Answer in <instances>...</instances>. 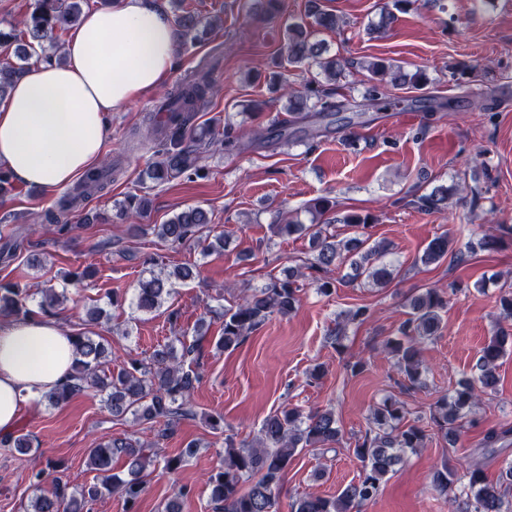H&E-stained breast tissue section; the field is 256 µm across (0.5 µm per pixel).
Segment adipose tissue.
Listing matches in <instances>:
<instances>
[{"label": "adipose tissue", "mask_w": 512, "mask_h": 512, "mask_svg": "<svg viewBox=\"0 0 512 512\" xmlns=\"http://www.w3.org/2000/svg\"><path fill=\"white\" fill-rule=\"evenodd\" d=\"M178 41L153 0L88 12L64 63H33L0 103V166L30 186H69L99 162L111 112L166 82ZM73 355V332L57 319L0 317V432L69 380Z\"/></svg>", "instance_id": "obj_1"}]
</instances>
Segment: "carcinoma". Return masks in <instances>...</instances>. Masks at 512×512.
Instances as JSON below:
<instances>
[{
  "mask_svg": "<svg viewBox=\"0 0 512 512\" xmlns=\"http://www.w3.org/2000/svg\"><path fill=\"white\" fill-rule=\"evenodd\" d=\"M83 0H35L32 10L9 30L0 29V44L14 47L19 63L0 64V99L9 94L16 79L25 71V64L32 52L58 50V37L80 25L83 16ZM311 16L317 26L334 29L338 25L336 15L319 5H313ZM175 23L184 36H193L202 19L191 13L175 15ZM311 33L302 23L288 26L286 51L293 64L314 62L325 79L336 81L341 72L340 63L330 58L321 60L323 52L319 42L310 41ZM379 81L366 88L364 98L380 103L384 93L381 82L390 78L391 83L421 89L428 85L420 72L410 74L402 66L372 61L366 65ZM212 90L211 74L198 70L177 87L160 106L166 120L160 129L164 144L156 157L144 170V180L161 184L176 176L188 177L200 172V154L213 143L208 128L194 129L190 124ZM287 96V111L295 119L308 116L306 110L332 113L337 105L333 101V89L321 84L311 86L306 92H297L283 85ZM115 170L107 164L87 171L63 196L55 211L46 214L49 223L58 227L62 234L75 230L67 215L81 208L93 197L103 193L112 182ZM448 200V187H434L418 197L417 203L428 212H437ZM332 209L326 197L310 200L305 210L311 215L310 224L286 219L283 224L273 225L278 234L308 233L314 261L309 269L315 272L309 283L301 282L304 274L291 269L281 278L273 277L242 302L224 309V325L216 346L225 351L234 350L270 316H286L301 302L303 288L309 286L317 293L329 296L336 290V281L325 276L332 267L345 262L349 255L362 250L366 240L353 237L344 243L335 241L328 232ZM210 223L207 211L189 208L171 218L165 224L152 225V232L163 243L183 245L191 240L202 251L214 249V244L200 236L201 230ZM454 256L462 261L464 252L455 246L454 238L442 233L431 239L421 257L425 265L439 263ZM383 251L377 247L363 250L360 258L351 261L353 273L348 282L360 281L385 285L391 278L388 266L381 262ZM194 277L187 266H177L167 275L154 272L138 286L135 306L140 311H152L160 307L170 295L172 280L186 281ZM29 294L14 285L0 284V312L16 317L33 314L28 306ZM67 300V289L53 287L41 291L37 303L39 313L54 317ZM448 300L438 288H426L408 300V318L400 326V336L385 342V349L395 358V364L404 378L403 388L424 384L428 367L421 358V347L438 334L442 312ZM198 338L184 334L172 336L163 346L155 349L149 360L131 359L115 373H105L104 366L112 356V347L91 332H78L74 340L75 358L71 366L70 380L45 394L51 406H58L95 388L104 395V403L114 417L130 415L134 421L149 425L155 430L153 444L168 436L179 422L194 416L193 394L199 382L196 356ZM512 346V333L502 328L496 330L489 342L481 349L471 379L442 395L429 407L428 414L412 416L407 403L396 395L385 397L373 406L364 434L355 441L354 454L361 463L357 480L353 481L335 498L305 495L292 505L294 512H352V509L376 499L387 475L396 471L406 456L424 447L427 438L424 420H429L443 440L453 445L461 434L463 424L479 403L481 394L496 390L498 361ZM207 423L214 432L224 435V465L211 474L206 482L210 499L219 512H274L278 491L288 468L300 449L319 447L333 450L342 440V430L335 412L317 409L303 413L296 407L286 406L264 418L258 436L251 442L236 441L224 434V416L210 415ZM3 443L21 454L30 452L33 439L28 434L3 438ZM198 445L189 443L180 454L164 459V468L172 473L196 453ZM124 459L123 473L112 472V460ZM155 465L154 456L145 446L130 438H115L88 451L87 466L95 472L93 482L81 488H69L59 482L48 494L40 493L31 499L28 512H84L85 504L105 493L118 492L133 504L144 489L146 473ZM463 486L456 485L448 464L434 474V485L443 494L453 498L465 497V512H512V465L503 468L498 478H487L478 461H472L465 469Z\"/></svg>",
  "mask_w": 512,
  "mask_h": 512,
  "instance_id": "obj_1",
  "label": "carcinoma"
}]
</instances>
